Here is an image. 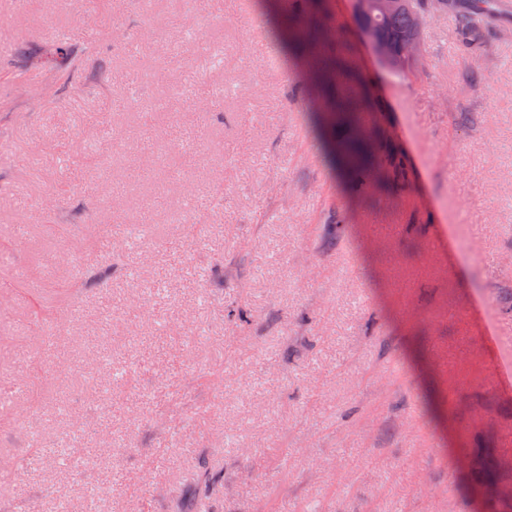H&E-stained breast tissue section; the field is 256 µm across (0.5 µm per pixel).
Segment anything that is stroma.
I'll list each match as a JSON object with an SVG mask.
<instances>
[{
  "mask_svg": "<svg viewBox=\"0 0 512 512\" xmlns=\"http://www.w3.org/2000/svg\"><path fill=\"white\" fill-rule=\"evenodd\" d=\"M0 15V460L26 462L0 501L512 512V7L473 53L452 11L430 16L403 76L353 0H332L378 103L365 122L409 165L408 190L355 207L324 140L359 131L314 126L304 63L261 0L214 15L0 0ZM62 39L106 81L19 66ZM46 82L58 96L35 104ZM87 141L81 166L59 150ZM130 226L131 252L97 248ZM78 277L72 319L36 322ZM363 34L375 54L390 69H406L407 63L413 61L416 57L418 49L417 40L409 41L402 50L395 52L385 42L376 38L370 31L364 30Z\"/></svg>",
  "mask_w": 512,
  "mask_h": 512,
  "instance_id": "35a3bbf8",
  "label": "stroma"
}]
</instances>
